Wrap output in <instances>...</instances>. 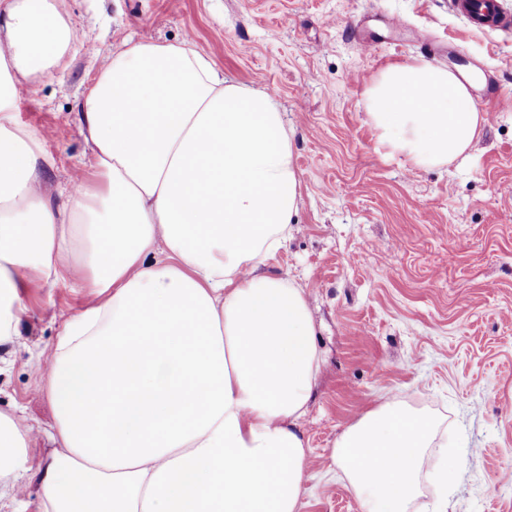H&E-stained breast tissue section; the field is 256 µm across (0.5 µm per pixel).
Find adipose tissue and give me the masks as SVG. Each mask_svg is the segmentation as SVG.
I'll list each match as a JSON object with an SVG mask.
<instances>
[{"label":"adipose tissue","mask_w":512,"mask_h":512,"mask_svg":"<svg viewBox=\"0 0 512 512\" xmlns=\"http://www.w3.org/2000/svg\"><path fill=\"white\" fill-rule=\"evenodd\" d=\"M73 39L62 0H0V340L18 333L22 277L87 298L48 366L42 512H300L320 352L304 288L260 270L300 201L276 99L188 43L128 41L78 103L97 181L59 204L11 110ZM474 89L416 58L379 72L364 106L389 154L427 168L467 157L487 125ZM436 428L389 399L344 429L333 460L362 512H410ZM28 441L0 413V486Z\"/></svg>","instance_id":"1"}]
</instances>
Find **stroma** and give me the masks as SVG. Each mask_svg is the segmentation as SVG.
Returning a JSON list of instances; mask_svg holds the SVG:
<instances>
[{"label": "stroma", "instance_id": "1", "mask_svg": "<svg viewBox=\"0 0 512 512\" xmlns=\"http://www.w3.org/2000/svg\"><path fill=\"white\" fill-rule=\"evenodd\" d=\"M76 37L65 67L29 84L12 116L36 130L69 196L90 150L77 102L127 39L191 40L221 75L267 86L293 131L301 200L267 272L305 288L321 352L302 420L309 470L300 512H361L333 447L388 398L438 423L426 471L458 457L454 512H512V29L479 32L449 0H64ZM402 19L385 32L386 17ZM421 57L485 77L494 116L468 159L430 169L389 154L363 93L384 67ZM17 336L0 343V412L30 429L27 456L53 448L39 370L85 305L66 280L24 278Z\"/></svg>", "mask_w": 512, "mask_h": 512}]
</instances>
